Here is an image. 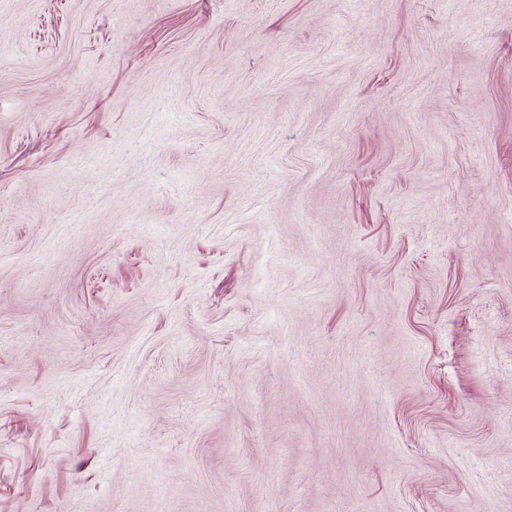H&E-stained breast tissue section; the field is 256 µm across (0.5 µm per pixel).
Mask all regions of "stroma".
<instances>
[{
    "instance_id": "stroma-1",
    "label": "stroma",
    "mask_w": 512,
    "mask_h": 512,
    "mask_svg": "<svg viewBox=\"0 0 512 512\" xmlns=\"http://www.w3.org/2000/svg\"><path fill=\"white\" fill-rule=\"evenodd\" d=\"M0 512H512V0H0Z\"/></svg>"
}]
</instances>
